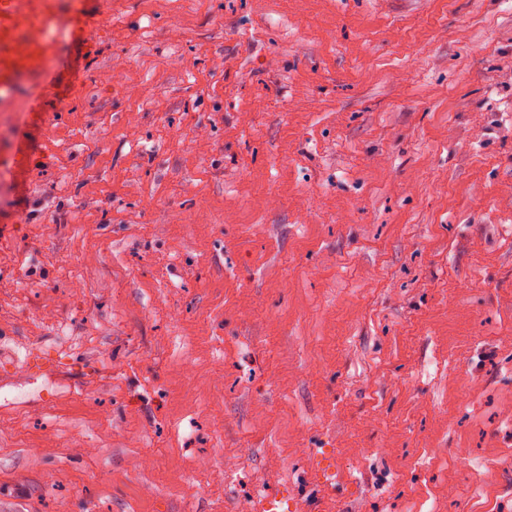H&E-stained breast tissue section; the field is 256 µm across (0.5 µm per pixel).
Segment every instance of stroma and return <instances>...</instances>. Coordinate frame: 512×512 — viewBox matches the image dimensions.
<instances>
[{
  "mask_svg": "<svg viewBox=\"0 0 512 512\" xmlns=\"http://www.w3.org/2000/svg\"><path fill=\"white\" fill-rule=\"evenodd\" d=\"M107 8L0 91V512H512V0Z\"/></svg>",
  "mask_w": 512,
  "mask_h": 512,
  "instance_id": "35a3bbf8",
  "label": "stroma"
}]
</instances>
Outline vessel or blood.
Masks as SVG:
<instances>
[{
  "mask_svg": "<svg viewBox=\"0 0 512 512\" xmlns=\"http://www.w3.org/2000/svg\"><path fill=\"white\" fill-rule=\"evenodd\" d=\"M90 25V0H70L64 12L55 0H0V91L50 72L61 54L59 35L79 41Z\"/></svg>",
  "mask_w": 512,
  "mask_h": 512,
  "instance_id": "b4317fda",
  "label": "vessel or blood"
}]
</instances>
